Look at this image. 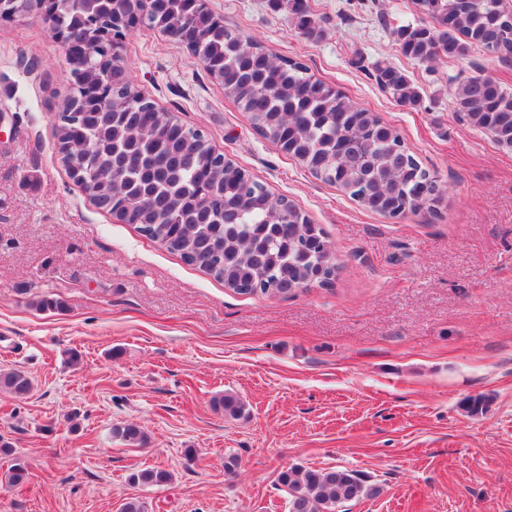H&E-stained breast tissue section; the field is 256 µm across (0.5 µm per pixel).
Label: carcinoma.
Instances as JSON below:
<instances>
[{"label": "carcinoma", "instance_id": "carcinoma-1", "mask_svg": "<svg viewBox=\"0 0 512 512\" xmlns=\"http://www.w3.org/2000/svg\"><path fill=\"white\" fill-rule=\"evenodd\" d=\"M289 9L297 28L316 38L307 0H269ZM433 26L417 24L398 32L401 52L421 63L441 56L463 59L474 45L491 54L512 55V13L499 0H414ZM137 0H71L53 18L55 26L95 39L83 14L101 21L114 12L134 10ZM165 13L180 24L172 37L186 44L224 93L270 141L300 140L298 160L315 176L336 185L364 209L386 214L392 194L404 200L403 212L415 214L434 191L436 180L422 168L394 129L345 93L329 90L303 64L278 57L259 43L226 27L214 28L194 14L189 0H164ZM383 89L403 104L419 93L397 67L378 68ZM453 109L496 141L512 140V93L486 76H472L453 94ZM58 142L89 172L83 184L99 209L112 213V195L122 194L137 230L224 283L239 294L280 295L311 284L310 260L301 251L302 229L283 222L296 205L276 196L230 160L205 137L181 125L171 112L143 96L121 57L102 74L88 68L75 97L55 115ZM32 378L21 369L0 372V389L28 394ZM213 407L231 417L244 403L226 394ZM112 436L131 446L148 437L136 424L117 425ZM163 469L129 475L134 485L168 483ZM288 487V512H336V507L375 493L347 469L289 468L279 475Z\"/></svg>", "mask_w": 512, "mask_h": 512}]
</instances>
